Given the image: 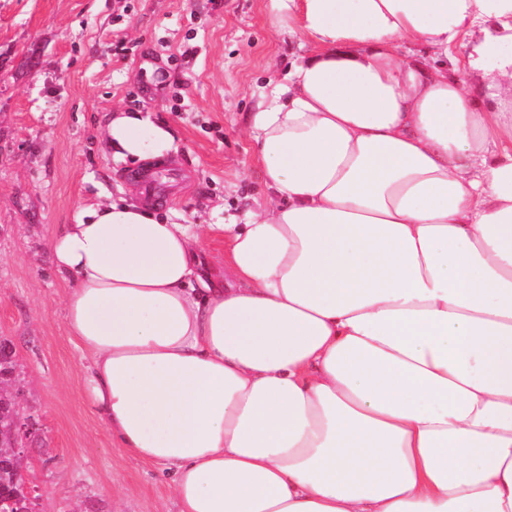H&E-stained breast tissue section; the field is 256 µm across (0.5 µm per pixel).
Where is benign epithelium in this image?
I'll return each instance as SVG.
<instances>
[{
  "label": "benign epithelium",
  "instance_id": "1",
  "mask_svg": "<svg viewBox=\"0 0 512 512\" xmlns=\"http://www.w3.org/2000/svg\"><path fill=\"white\" fill-rule=\"evenodd\" d=\"M17 384L0 386V447L9 449L8 457L23 472L31 443L40 435L37 421L21 411Z\"/></svg>",
  "mask_w": 512,
  "mask_h": 512
}]
</instances>
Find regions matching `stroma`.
I'll use <instances>...</instances> for the list:
<instances>
[{
    "instance_id": "35a3bbf8",
    "label": "stroma",
    "mask_w": 512,
    "mask_h": 512,
    "mask_svg": "<svg viewBox=\"0 0 512 512\" xmlns=\"http://www.w3.org/2000/svg\"><path fill=\"white\" fill-rule=\"evenodd\" d=\"M296 51L270 34L265 0H0V337L42 429L25 469L42 512H177L168 479L83 405L88 360L48 251L79 206L128 185L131 163L101 139L108 115L123 106L169 124L177 151L164 161L184 177L164 209L219 223L263 199L245 122L255 87Z\"/></svg>"
}]
</instances>
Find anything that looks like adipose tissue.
Segmentation results:
<instances>
[{
    "label": "adipose tissue",
    "mask_w": 512,
    "mask_h": 512,
    "mask_svg": "<svg viewBox=\"0 0 512 512\" xmlns=\"http://www.w3.org/2000/svg\"><path fill=\"white\" fill-rule=\"evenodd\" d=\"M266 12L301 53L253 93L263 202L102 194L52 234L85 406L178 512H512V0ZM101 137L176 149L138 110Z\"/></svg>",
    "instance_id": "1"
}]
</instances>
